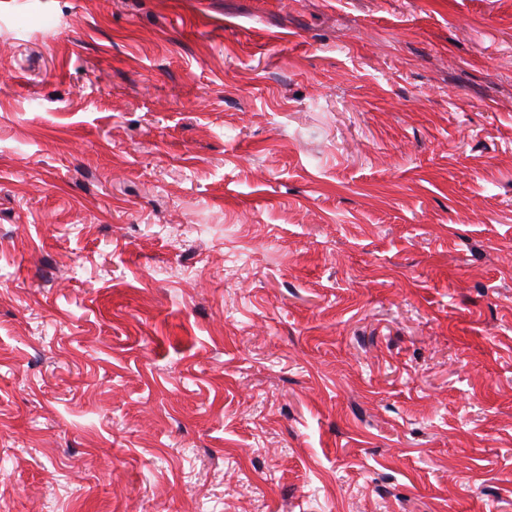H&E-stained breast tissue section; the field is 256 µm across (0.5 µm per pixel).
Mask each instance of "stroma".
<instances>
[{
  "instance_id": "stroma-1",
  "label": "stroma",
  "mask_w": 512,
  "mask_h": 512,
  "mask_svg": "<svg viewBox=\"0 0 512 512\" xmlns=\"http://www.w3.org/2000/svg\"><path fill=\"white\" fill-rule=\"evenodd\" d=\"M0 512H512V0H0Z\"/></svg>"
}]
</instances>
